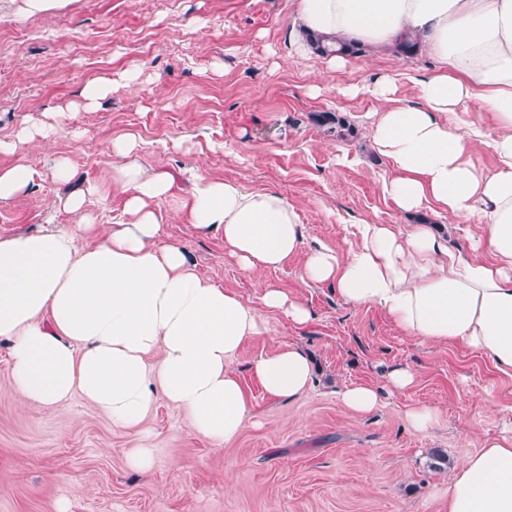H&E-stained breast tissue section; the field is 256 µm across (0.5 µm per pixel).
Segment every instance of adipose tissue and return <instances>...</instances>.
<instances>
[{
  "label": "adipose tissue",
  "instance_id": "ef3b65f1",
  "mask_svg": "<svg viewBox=\"0 0 512 512\" xmlns=\"http://www.w3.org/2000/svg\"><path fill=\"white\" fill-rule=\"evenodd\" d=\"M288 9L297 53H309L310 33L389 48L410 31L438 61V71L417 84L418 107L393 104L389 79L374 81L380 106L372 141L395 170L384 189L400 211L477 220L470 257L428 224L404 233L359 225L344 258L306 248L294 205L277 191L249 192L201 175L178 194L171 174L140 162L134 136L120 135L112 140V186L127 194L129 223H96L85 203L101 186L71 188V166L57 158L52 176L64 188L57 205L78 223L0 235V340L9 344L22 404L58 409L78 394L130 432L161 398L213 444L243 430L246 395L231 361L245 341L263 335L262 310L286 312L298 324L310 313L275 288H264L255 308L202 278L183 247L163 239L157 201L185 211L200 233L222 232L245 275L303 255L304 279L335 283L351 305L383 308L421 342L474 348L512 379V0H288ZM470 100L494 118L489 175L471 160L482 126L463 129L444 118ZM252 370L278 399H303L314 380L311 357L292 343ZM414 380L413 371L397 368L387 389L405 391ZM384 390L357 383L340 398L366 415ZM448 512H512V433L485 439L452 468Z\"/></svg>",
  "mask_w": 512,
  "mask_h": 512
}]
</instances>
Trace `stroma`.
<instances>
[{
    "mask_svg": "<svg viewBox=\"0 0 512 512\" xmlns=\"http://www.w3.org/2000/svg\"><path fill=\"white\" fill-rule=\"evenodd\" d=\"M14 11L0 7V140L25 124L61 130L51 149L31 142L0 154V167L22 162L42 173L25 195L0 201V234L76 223L55 205L49 166L57 156L76 180L105 186L86 203L99 223L126 221V194L109 187L116 159L108 150L126 133L142 162L171 173L181 189L198 171L280 192L309 247L346 251L362 222L402 230L427 222L460 246L476 231L465 218L403 214L383 192L393 167L372 148L367 115L377 103L362 88L387 77L397 98L419 105L411 80L432 73L425 55L406 61L369 49L339 68L295 55L288 0H68L22 22ZM92 81L111 82L112 91L80 108ZM327 111L351 126L347 138L316 123ZM153 208L164 238L186 248L202 277L253 307L263 288L280 289L309 309V322L264 312V334L232 362L249 421L223 445L193 434L180 409L157 401L141 425L154 450L147 471L127 464L132 433L113 430L82 397L61 410L22 407L0 341V512H444L452 465L512 425V381L477 351L424 344L381 308L350 306L335 284L305 281L302 256L250 277L223 235H200L170 202ZM283 342L314 361V385L298 401L267 396L252 375L253 362ZM400 367L416 373L411 389L385 395L366 415L343 405L344 387L384 385ZM414 403L438 409L429 430L407 423Z\"/></svg>",
    "mask_w": 512,
    "mask_h": 512,
    "instance_id": "obj_1",
    "label": "stroma"
}]
</instances>
